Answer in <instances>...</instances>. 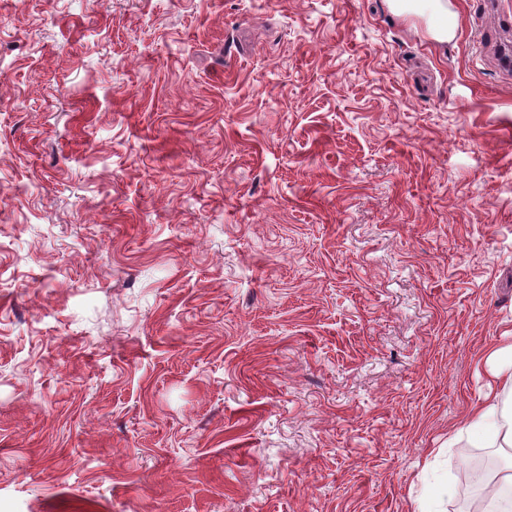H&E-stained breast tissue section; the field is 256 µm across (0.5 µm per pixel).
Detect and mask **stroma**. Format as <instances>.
Instances as JSON below:
<instances>
[{
	"mask_svg": "<svg viewBox=\"0 0 512 512\" xmlns=\"http://www.w3.org/2000/svg\"><path fill=\"white\" fill-rule=\"evenodd\" d=\"M0 0V512H460L512 329V0ZM445 0H388L394 13L403 16L430 13V22L427 28L428 35L436 42L447 43L448 38L454 35L456 18L448 12Z\"/></svg>",
	"mask_w": 512,
	"mask_h": 512,
	"instance_id": "stroma-1",
	"label": "stroma"
}]
</instances>
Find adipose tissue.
I'll return each mask as SVG.
<instances>
[{
	"label": "adipose tissue",
	"mask_w": 512,
	"mask_h": 512,
	"mask_svg": "<svg viewBox=\"0 0 512 512\" xmlns=\"http://www.w3.org/2000/svg\"><path fill=\"white\" fill-rule=\"evenodd\" d=\"M394 13L403 16L429 13L427 32L434 41L444 43L456 29V18L444 0H388ZM494 381L484 402L470 417L471 426L481 431L492 448H512V344L488 347L481 357Z\"/></svg>",
	"instance_id": "obj_1"
}]
</instances>
